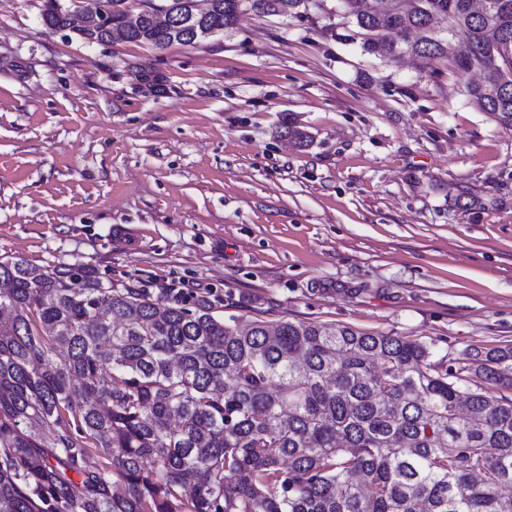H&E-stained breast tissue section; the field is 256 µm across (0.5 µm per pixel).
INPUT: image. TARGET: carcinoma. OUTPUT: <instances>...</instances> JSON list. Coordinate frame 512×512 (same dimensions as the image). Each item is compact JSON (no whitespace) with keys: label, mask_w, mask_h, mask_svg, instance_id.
<instances>
[{"label":"carcinoma","mask_w":512,"mask_h":512,"mask_svg":"<svg viewBox=\"0 0 512 512\" xmlns=\"http://www.w3.org/2000/svg\"><path fill=\"white\" fill-rule=\"evenodd\" d=\"M142 0L132 43L195 45L315 0ZM179 28L155 21L161 6ZM362 48L448 61L512 130V0H341ZM110 25L78 30L106 43ZM42 20L65 24L58 0ZM465 43L454 55L449 40ZM0 259V512H512V347L448 365L354 327L220 314L211 291ZM467 413L459 414L460 403ZM101 463H90V449Z\"/></svg>","instance_id":"carcinoma-1"}]
</instances>
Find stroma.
<instances>
[{"label": "stroma", "mask_w": 512, "mask_h": 512, "mask_svg": "<svg viewBox=\"0 0 512 512\" xmlns=\"http://www.w3.org/2000/svg\"><path fill=\"white\" fill-rule=\"evenodd\" d=\"M42 4L0 0V258L211 290L248 319L451 363L512 346V130L468 75L332 38L337 0L165 49L85 43Z\"/></svg>", "instance_id": "1"}]
</instances>
